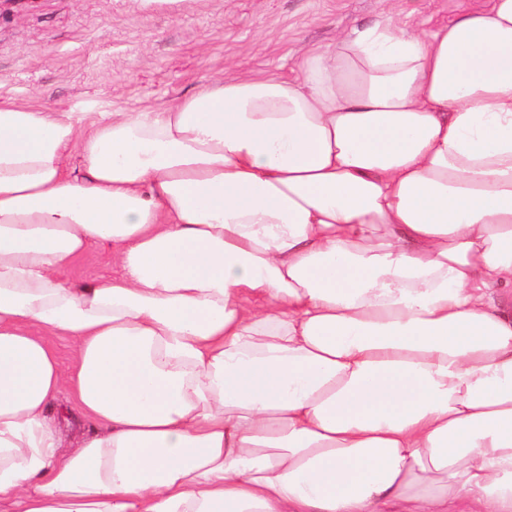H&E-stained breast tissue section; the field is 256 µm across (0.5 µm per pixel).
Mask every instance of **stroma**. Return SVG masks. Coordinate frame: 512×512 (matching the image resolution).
Wrapping results in <instances>:
<instances>
[{
  "mask_svg": "<svg viewBox=\"0 0 512 512\" xmlns=\"http://www.w3.org/2000/svg\"><path fill=\"white\" fill-rule=\"evenodd\" d=\"M488 0H400L433 32ZM388 0H7L0 5V97L76 112L161 110L235 67L292 78L310 45L386 18ZM94 244L68 273L111 277Z\"/></svg>",
  "mask_w": 512,
  "mask_h": 512,
  "instance_id": "35a3bbf8",
  "label": "stroma"
}]
</instances>
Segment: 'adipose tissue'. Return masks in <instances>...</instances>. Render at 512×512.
I'll list each match as a JSON object with an SVG mask.
<instances>
[{
    "instance_id": "1",
    "label": "adipose tissue",
    "mask_w": 512,
    "mask_h": 512,
    "mask_svg": "<svg viewBox=\"0 0 512 512\" xmlns=\"http://www.w3.org/2000/svg\"><path fill=\"white\" fill-rule=\"evenodd\" d=\"M465 497L512 512V0L161 111L0 100V512ZM115 271L116 267L107 251L93 244L75 262L67 276L75 284H85L109 278Z\"/></svg>"
}]
</instances>
